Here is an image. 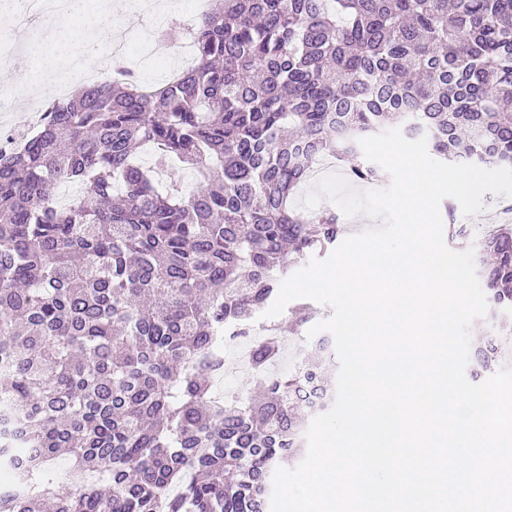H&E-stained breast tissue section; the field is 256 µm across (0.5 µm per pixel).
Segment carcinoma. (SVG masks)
I'll return each mask as SVG.
<instances>
[{
	"label": "carcinoma",
	"instance_id": "carcinoma-1",
	"mask_svg": "<svg viewBox=\"0 0 512 512\" xmlns=\"http://www.w3.org/2000/svg\"><path fill=\"white\" fill-rule=\"evenodd\" d=\"M186 32L191 69L146 88L117 59L0 151V512H268L316 415L301 386L333 398L330 340L274 372L275 324L250 347L259 400L212 382L288 268L342 234L336 210L292 204L313 164L381 183L358 140L398 127L439 161L512 168V0H212ZM173 157L199 177L187 195L157 187ZM445 213L491 257V315L512 311V225L474 242ZM311 318L297 305L292 331ZM473 361L512 366V323ZM63 451L65 489L46 469Z\"/></svg>",
	"mask_w": 512,
	"mask_h": 512
}]
</instances>
